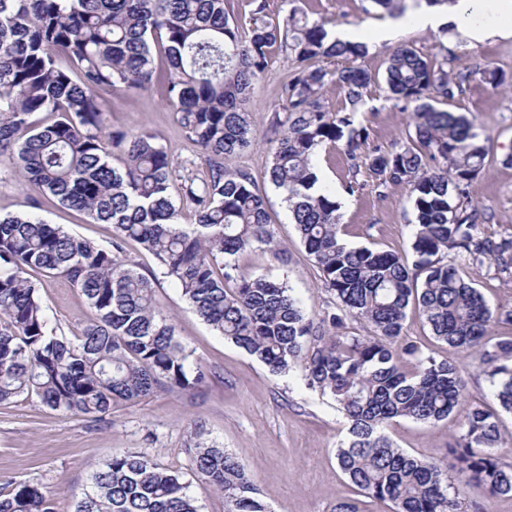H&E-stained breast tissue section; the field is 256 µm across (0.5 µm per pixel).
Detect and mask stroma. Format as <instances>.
<instances>
[{
	"label": "stroma",
	"mask_w": 512,
	"mask_h": 512,
	"mask_svg": "<svg viewBox=\"0 0 512 512\" xmlns=\"http://www.w3.org/2000/svg\"><path fill=\"white\" fill-rule=\"evenodd\" d=\"M271 18H283L297 8L310 20L325 22L328 31L358 26L365 32L366 53L360 63L374 75L357 121L372 129L371 140L391 151L407 143L413 130L410 112L394 107L383 75L394 46L409 44L432 59H447L449 73L480 61L493 62L499 73L512 79V39L466 41L417 27L398 28L392 40L373 38L374 30L390 24L380 16L372 0H268ZM294 68L291 54L273 47L267 56L262 80L248 104L252 143L233 161L248 170L268 197V212L277 239L285 249L274 257L256 246L236 260L239 275L266 276L292 288L311 318L335 304L320 280L319 272L301 243L280 194L265 181L269 147L266 131L283 107L281 86ZM112 129H147L157 134L174 171L199 176L204 171L197 146L180 124L161 86L137 94H106ZM452 112L465 115L491 140L492 151L485 168L469 183L472 205L491 213L484 226L493 239L512 235V88H493L481 76H472L465 92L452 102ZM317 169L330 186L339 188L340 222L345 239L354 246L388 251L412 258L414 215L408 190L397 187L379 197L377 178L361 170L359 192L342 193L351 174L343 144L326 145L317 152ZM32 212L73 235L110 246L113 229L95 224L73 209L61 207L31 185L18 181L11 168L0 163V214ZM464 279L477 284L492 312L512 310V270L501 271L495 263L479 269L466 268ZM156 294L162 312L176 326L181 341L209 377L192 389H161L136 404L113 403L103 419L52 410L38 400L20 397L0 407V489L17 483L38 486L54 501L55 512H73L75 503L90 488L93 471L118 452L149 457L161 466L178 471L199 512H224L222 493L197 481L190 450L196 438L216 444L245 465L259 498L269 512H333L339 500L358 496V491L337 467L336 450L345 435L346 423L330 396L309 389L302 366L281 374L218 335L190 308L180 290L158 278ZM42 294L51 326L63 335H78L93 312L68 281L46 280ZM404 333L426 354L448 360L465 369L468 388L457 407L465 412L482 403L493 405L489 384L473 357L438 341L417 308H409ZM447 422L423 424L407 419L385 430L393 444L413 455L442 458L448 444Z\"/></svg>",
	"instance_id": "1"
}]
</instances>
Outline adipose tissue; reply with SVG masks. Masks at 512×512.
I'll return each mask as SVG.
<instances>
[{
  "label": "adipose tissue",
  "mask_w": 512,
  "mask_h": 512,
  "mask_svg": "<svg viewBox=\"0 0 512 512\" xmlns=\"http://www.w3.org/2000/svg\"><path fill=\"white\" fill-rule=\"evenodd\" d=\"M410 20L418 28L434 31L451 25L471 41L512 38V0H454L412 14Z\"/></svg>",
  "instance_id": "ef3b65f1"
}]
</instances>
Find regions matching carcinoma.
<instances>
[{"mask_svg": "<svg viewBox=\"0 0 512 512\" xmlns=\"http://www.w3.org/2000/svg\"><path fill=\"white\" fill-rule=\"evenodd\" d=\"M372 2L391 16L407 11L406 0ZM248 6L243 35L224 0H0V162L61 206L113 227L105 248L34 214L0 216V405L25 396L101 418L118 400L138 402L206 379L160 310L155 272L141 273L120 258L133 240L225 339L273 373L304 364L308 386L331 395L345 416L337 464L361 494L392 503L393 512H464L472 483L491 498L512 496V463L500 451L492 408L466 411L442 460L409 454L384 432L397 419L448 420L467 388L458 365L424 354L404 336L412 302L438 340L478 360L498 407L512 414V336L489 338L493 323L512 325V312L493 314L460 273L491 260L512 267V237L485 236L486 213L468 201V183L490 146L465 116L437 107L462 94L477 72L494 85L503 76L487 64L451 77L448 60L397 46L384 80L395 106H413L414 137L386 152L370 145L369 126L355 123L373 82L357 64L366 46L332 37L295 10L273 20L268 0ZM276 45L291 53L295 68L281 87L283 114L266 133V175L284 194L302 244L336 297L335 309L317 321L284 284L235 274V257L256 245L281 253L266 194L230 164L251 142L246 104ZM155 50L167 62L162 74ZM60 54L70 67L57 65ZM334 61L343 66L328 69ZM156 81L206 166L199 184L185 189L192 224L182 223L177 178L157 136L114 132L108 123L104 92L139 93ZM331 83L350 110L326 109L323 92ZM43 112L57 119L42 124L35 115ZM338 141L353 168L344 193L362 188L363 165L378 176L379 195L408 188L413 263L340 237L336 190H314L315 150ZM44 277L69 281L94 311L79 335L50 328L39 287ZM350 321L369 322L374 336L353 335ZM192 466L201 483L224 494L225 512H270L245 466L226 450L199 440ZM0 512L54 509L37 486L19 483L0 494ZM74 512L199 510L178 472L119 453L92 473Z\"/></svg>", "mask_w": 512, "mask_h": 512, "instance_id": "cac0c4a2", "label": "carcinoma"}]
</instances>
